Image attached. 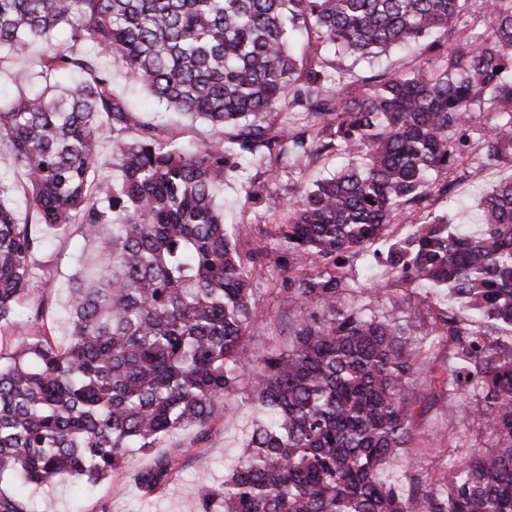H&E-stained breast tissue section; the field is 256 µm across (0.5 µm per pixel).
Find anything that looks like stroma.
<instances>
[{"mask_svg":"<svg viewBox=\"0 0 512 512\" xmlns=\"http://www.w3.org/2000/svg\"><path fill=\"white\" fill-rule=\"evenodd\" d=\"M43 49V44H33L28 56L22 58L0 51L1 106L7 105L19 92H31L45 86V79L37 76L32 62ZM101 64L112 69L114 92L138 115L158 114L175 142L187 145L200 139L223 138V128L160 111L147 92L128 79L119 62L105 58ZM342 64L353 67L357 75L366 76L421 67L425 61L417 54L393 50L369 62H356L348 57ZM483 147L482 138L471 140L464 164L465 176L450 195L438 196L432 201V213L448 215L451 224L459 230L477 231L481 199L500 179L512 175V168L485 161ZM11 153L8 138H0V184L5 187L0 201L13 207L18 218L28 222L38 236L48 238L51 246L37 250L32 257L34 284L28 304L30 308L39 307L41 316L35 320L25 312L19 323L0 329V354L4 356L13 353L17 340L24 336L43 335L58 342L68 339L69 288L80 268V257L89 251L81 225L53 229L38 222L35 213L24 202L22 172L9 164ZM351 162V157L346 155H327L306 167L281 159L274 163L276 176L271 180L266 179L261 168L250 166L229 177L216 196L217 204L224 207L225 223L246 227L245 235L238 241L240 256L249 269L258 306L263 312L262 319L246 330V344L255 359H262L274 348L287 349L293 340V324L297 318L287 300L288 261L270 250L276 226L282 222L287 205L302 181L336 173ZM251 184L262 188V201L259 207L252 209L244 205L245 189ZM259 248L268 249V256L255 259L253 252ZM347 270L356 286L349 294L352 303L365 305L366 289L379 288L383 291V302L376 308L377 315L396 314L415 331L424 325L429 296L391 273L384 255L371 250L362 252L350 258ZM248 390V381H241L235 398V413L215 422L203 442H196V432L192 429L175 431L161 440V450L183 445L187 451L180 459L179 473L154 493L141 495L135 486V471L152 461L151 456L137 454L125 468L99 481L91 491L77 488L69 477L64 476L46 489V496L54 499L57 512H200L202 494L223 483L249 432L261 419L247 399ZM457 443L487 446L486 429L480 422L462 418L453 403L440 399L430 411L418 417L410 454L401 453L390 458L386 469L393 476H403L406 462L412 457L429 473L446 470L449 461L455 457L453 446Z\"/></svg>","mask_w":512,"mask_h":512,"instance_id":"stroma-1","label":"stroma"}]
</instances>
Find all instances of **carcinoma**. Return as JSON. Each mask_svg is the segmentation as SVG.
I'll use <instances>...</instances> for the list:
<instances>
[{
	"label": "carcinoma",
	"instance_id": "carcinoma-1",
	"mask_svg": "<svg viewBox=\"0 0 512 512\" xmlns=\"http://www.w3.org/2000/svg\"><path fill=\"white\" fill-rule=\"evenodd\" d=\"M469 2L0 0V48L14 56L68 29L37 67L80 79L18 94L0 109V138L41 223H77L94 248L70 288L67 343L27 336L0 362V483L20 487L0 490V512H30L27 499L62 473L93 486L175 430L202 441L235 412L254 362L244 333L262 311L216 190L242 159L330 152L356 163L305 185L277 225L292 266L315 257L322 269L288 289L294 340L267 353L249 394L266 420L201 512H512V175L481 200L475 233L426 212L465 175L475 112L493 119L486 160L512 167V0H478L488 41L476 47ZM93 46L170 110L229 135L190 151L138 120ZM396 47L430 66L357 78L336 63ZM107 134L120 178L102 206L89 183ZM404 213L412 231L386 266L448 298L417 338L392 316L338 306L352 290L345 260ZM43 245L0 200V327L21 315ZM436 337L448 346L441 368L422 359ZM420 372L483 423L491 449L387 481L384 465L429 407L405 390ZM185 452L169 449L134 482L153 491Z\"/></svg>",
	"mask_w": 512,
	"mask_h": 512
}]
</instances>
